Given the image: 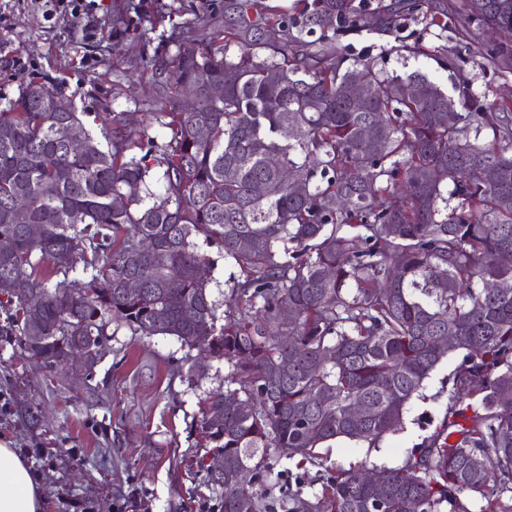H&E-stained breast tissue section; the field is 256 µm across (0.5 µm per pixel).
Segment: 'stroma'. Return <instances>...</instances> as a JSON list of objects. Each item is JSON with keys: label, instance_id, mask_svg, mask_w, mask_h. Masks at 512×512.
<instances>
[{"label": "stroma", "instance_id": "1", "mask_svg": "<svg viewBox=\"0 0 512 512\" xmlns=\"http://www.w3.org/2000/svg\"><path fill=\"white\" fill-rule=\"evenodd\" d=\"M123 2L97 0L92 17L76 18L61 9L46 12L39 0H0V109L28 84H41L81 111L93 136L121 112L130 127L164 139V129L150 125L140 105L151 72L139 44L134 35L118 41L112 34V15ZM339 41L348 58L372 61L390 75L420 71L448 90L462 71L473 76L479 96L512 98V74L480 68L476 45L458 43L452 29L431 25L422 12L403 14L393 31L371 22ZM402 43L419 46V53L397 52ZM204 252L211 296L222 312L239 270L219 246ZM14 309L0 304V440L31 461L42 512H221V491L209 482L213 451L196 424L203 399L227 389L230 364L209 361L202 378L189 379L197 351L113 322L92 378L74 380L27 360L18 337L6 330ZM461 360L456 354L437 366L402 428L378 445L339 439L319 448L320 465L300 471L303 496L319 492L325 467L404 465L445 420Z\"/></svg>", "mask_w": 512, "mask_h": 512}]
</instances>
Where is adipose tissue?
Listing matches in <instances>:
<instances>
[{
	"mask_svg": "<svg viewBox=\"0 0 512 512\" xmlns=\"http://www.w3.org/2000/svg\"><path fill=\"white\" fill-rule=\"evenodd\" d=\"M38 483L28 462L0 442V512H40Z\"/></svg>",
	"mask_w": 512,
	"mask_h": 512,
	"instance_id": "adipose-tissue-1",
	"label": "adipose tissue"
}]
</instances>
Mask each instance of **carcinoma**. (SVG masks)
Here are the masks:
<instances>
[{
  "label": "carcinoma",
  "instance_id": "obj_1",
  "mask_svg": "<svg viewBox=\"0 0 512 512\" xmlns=\"http://www.w3.org/2000/svg\"><path fill=\"white\" fill-rule=\"evenodd\" d=\"M362 2L294 0L252 20L240 0L221 30L202 0L169 32L136 27L161 144L117 113L103 149L76 108L52 112L54 91L29 86L0 110V294L17 302L27 358L50 372L66 339L101 347L113 320L230 364L236 388L209 394L197 424L224 457L212 479L222 512H468L469 492L487 512H512V288H486L512 282L500 262L512 254V98L482 100L463 72L449 94L420 72L347 63L335 33L365 27ZM132 12L143 18L144 0L112 16L114 36ZM374 15L383 31L398 24L388 6ZM452 16L456 37L475 42L487 27L512 30V0H456ZM318 29L323 44L303 39ZM155 42L175 52L148 54ZM478 54L512 73V45ZM357 81L374 89L362 111L346 96ZM72 130L87 151L71 148ZM137 138L146 152L129 157ZM200 236L240 271L220 326L198 276ZM35 293L39 307L25 308ZM457 352L448 416L403 467L326 469L311 498L292 489L298 474L275 471L316 464L315 449L338 438L374 444L396 431ZM231 393L247 409L225 406ZM357 404L370 413L354 422Z\"/></svg>",
  "mask_w": 512,
  "mask_h": 512
}]
</instances>
